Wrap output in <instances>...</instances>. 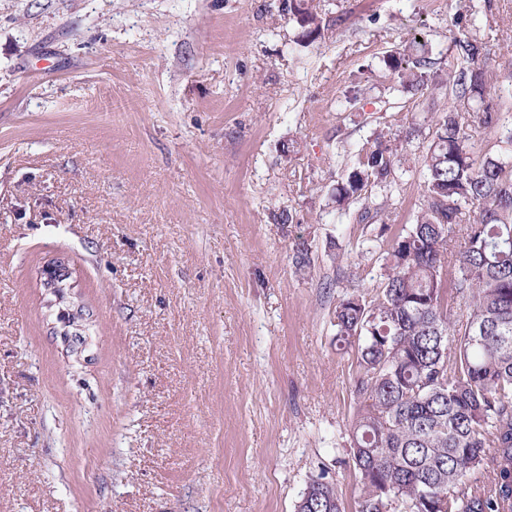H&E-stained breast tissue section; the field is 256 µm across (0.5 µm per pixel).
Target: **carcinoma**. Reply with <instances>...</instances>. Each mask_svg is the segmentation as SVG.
<instances>
[{"label": "carcinoma", "instance_id": "cac0c4a2", "mask_svg": "<svg viewBox=\"0 0 512 512\" xmlns=\"http://www.w3.org/2000/svg\"><path fill=\"white\" fill-rule=\"evenodd\" d=\"M313 0H280L299 38L321 35ZM457 67L433 71L427 41L389 54L385 67L416 92L452 95L421 158L423 203L414 224L387 237L388 215L368 190L396 184L408 139L366 140L338 207L361 204L359 220L380 249L381 282L337 302L336 345L354 352L357 407L348 464L360 477L357 512H512V160H477L471 122L500 126L485 105V43L454 40ZM460 237L462 248L448 251ZM296 512H346L323 475L310 479Z\"/></svg>", "mask_w": 512, "mask_h": 512}]
</instances>
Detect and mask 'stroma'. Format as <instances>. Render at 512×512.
I'll return each mask as SVG.
<instances>
[{"instance_id": "stroma-1", "label": "stroma", "mask_w": 512, "mask_h": 512, "mask_svg": "<svg viewBox=\"0 0 512 512\" xmlns=\"http://www.w3.org/2000/svg\"><path fill=\"white\" fill-rule=\"evenodd\" d=\"M315 3L306 45L278 0H0V512H294L318 474L356 512L332 321L382 261L330 195L374 132L409 137L371 199L413 223L455 106L385 68L416 37L444 71L486 42L503 126L467 134L503 152L512 0Z\"/></svg>"}]
</instances>
